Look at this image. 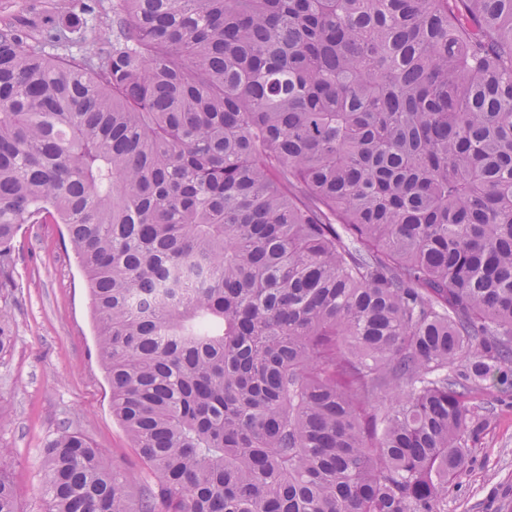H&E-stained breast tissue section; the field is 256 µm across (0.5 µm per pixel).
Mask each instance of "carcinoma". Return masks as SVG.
Here are the masks:
<instances>
[{
    "label": "carcinoma",
    "mask_w": 512,
    "mask_h": 512,
    "mask_svg": "<svg viewBox=\"0 0 512 512\" xmlns=\"http://www.w3.org/2000/svg\"><path fill=\"white\" fill-rule=\"evenodd\" d=\"M40 33L0 26V364L12 241L63 224L152 475L64 429L45 512H446L472 392L512 396V0H112L81 54Z\"/></svg>",
    "instance_id": "cac0c4a2"
}]
</instances>
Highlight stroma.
Here are the masks:
<instances>
[{"instance_id":"obj_1","label":"stroma","mask_w":512,"mask_h":512,"mask_svg":"<svg viewBox=\"0 0 512 512\" xmlns=\"http://www.w3.org/2000/svg\"><path fill=\"white\" fill-rule=\"evenodd\" d=\"M64 0H0V21L22 24L53 16L68 22ZM12 248L20 286L8 305L15 341L0 366V399L10 422L0 447L21 512H43L42 452L62 429L84 434L107 463L125 473L130 491L150 475L112 416L111 387L101 365L88 282L64 225L26 224ZM483 428L469 442V461L448 484L447 512H512V398L476 394Z\"/></svg>"}]
</instances>
